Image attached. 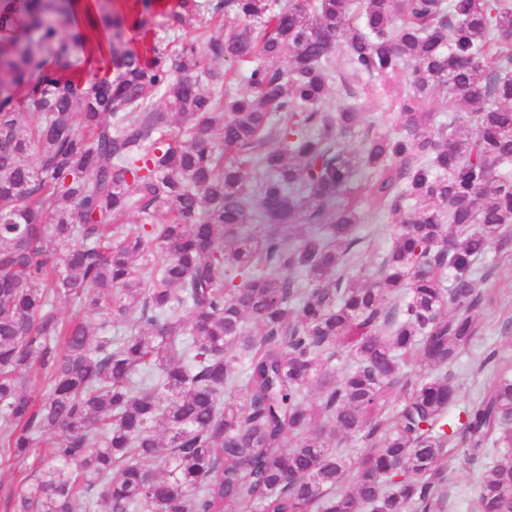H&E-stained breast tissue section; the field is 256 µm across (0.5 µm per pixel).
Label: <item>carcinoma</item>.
Returning <instances> with one entry per match:
<instances>
[{
    "mask_svg": "<svg viewBox=\"0 0 512 512\" xmlns=\"http://www.w3.org/2000/svg\"><path fill=\"white\" fill-rule=\"evenodd\" d=\"M351 2L95 0L99 57L74 0L0 5V444L50 448L11 512H432L458 441L494 452L479 512H512V376L450 423L446 371L477 332L474 265L512 249V0H363L358 25ZM156 15L204 33L133 49ZM205 56L261 63L239 95ZM338 73L384 79L401 134L348 147ZM436 90L465 105L446 127ZM365 200L399 216L368 280Z\"/></svg>",
    "mask_w": 512,
    "mask_h": 512,
    "instance_id": "cac0c4a2",
    "label": "carcinoma"
}]
</instances>
